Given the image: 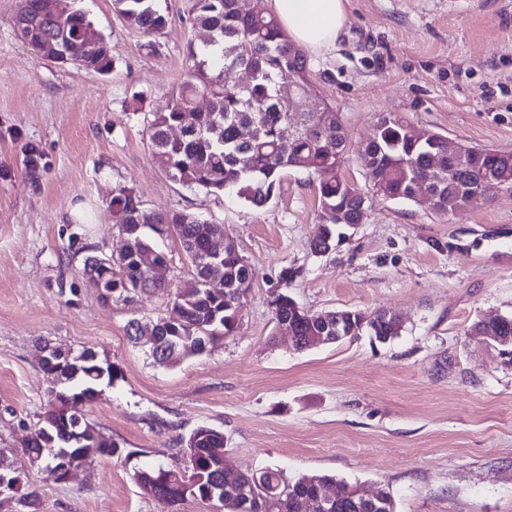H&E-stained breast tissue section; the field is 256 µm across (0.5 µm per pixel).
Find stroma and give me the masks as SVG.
I'll list each match as a JSON object with an SVG mask.
<instances>
[{
  "mask_svg": "<svg viewBox=\"0 0 512 512\" xmlns=\"http://www.w3.org/2000/svg\"><path fill=\"white\" fill-rule=\"evenodd\" d=\"M67 3L104 34L109 73L36 58L14 29L19 0H0V448L19 447L45 410L48 342L91 348L116 368L84 417L125 454L66 483L32 470L37 512H220L192 497L162 505L134 479L182 458L201 426L223 432L244 472L274 469L286 483L330 475L389 492L395 512H512V362L475 333L484 318L512 315V190L449 215L373 197L350 239L315 255L307 172L285 171L255 209L182 186L152 157L147 123L194 35L182 0H167L155 50L112 0ZM346 11L335 50L307 63L349 133L347 180L368 190L358 147L390 112L512 152V0H346ZM119 186L147 210L208 220L252 269L237 332L210 351L155 363L126 325L163 314L167 296L106 305L82 279L81 249L122 246L107 210ZM284 273L299 306L393 311L399 336L295 349L269 305Z\"/></svg>",
  "mask_w": 512,
  "mask_h": 512,
  "instance_id": "obj_1",
  "label": "stroma"
}]
</instances>
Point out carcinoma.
<instances>
[{
    "instance_id": "obj_1",
    "label": "carcinoma",
    "mask_w": 512,
    "mask_h": 512,
    "mask_svg": "<svg viewBox=\"0 0 512 512\" xmlns=\"http://www.w3.org/2000/svg\"><path fill=\"white\" fill-rule=\"evenodd\" d=\"M121 22L154 40L164 34L169 13L158 0H113ZM184 13L191 27L205 33V39H189L185 46V72L180 83L167 93L161 112L152 113L148 122L152 156L172 179L207 195L234 194L260 209L271 200L281 175L288 169L314 176L319 199L320 223L330 238L311 244L320 251L338 245L348 225L364 221L367 203L361 190L341 175L347 159L349 136L339 113L319 97L310 81L303 51L282 30L277 19L256 0L250 12H243L237 0H184ZM14 26L21 40L38 53L39 45L57 47L58 64L75 65L89 73L105 74L114 64L103 34L79 10L59 14L45 12L44 0H20ZM250 73L243 87L230 85L226 70ZM302 86L313 100L307 112L288 111V102L279 95L283 81ZM209 102L203 111L198 99ZM413 124L399 113L381 116L370 135L360 143L365 165L373 168L376 182L371 189L377 196L414 202L419 185L425 183L435 194L433 206L440 213L450 206H473L480 200L470 188L480 186L483 200L501 190L512 189V153L488 146L464 144L466 162L448 171V136L437 132V148L417 143L411 136ZM112 223L131 240L125 262L116 272L104 273L108 260L91 254L83 259L82 276L99 297L115 288L135 289L144 280L147 267L166 254L158 247L160 236L138 228L143 224H167L195 270L197 287L175 288L153 282L147 293L169 296L164 315L150 320L156 335L165 340L167 364L180 360L178 337L204 327L221 336L233 335L239 326L236 309L241 304L238 287L252 281V271L238 258L235 244L211 237L210 223L187 210L148 211L129 188L119 186L108 204ZM282 291L273 295L270 305L274 317L289 318L295 335L329 336L336 334V320L325 321L331 311H296L288 295V270L281 275ZM367 330L380 342L400 334L401 328L388 313L367 315L348 312L341 330L356 336ZM478 329L491 336H512V316L481 320ZM48 382L47 404L34 430L35 438L22 449L0 448V479L22 476L0 500L14 501L22 507L35 505L36 494L28 472L10 458L21 455L31 466L53 464L61 470L83 465L78 449L67 443L66 423L81 421L78 433L83 441L98 445L101 457L112 458L117 442L84 420L78 403H87L97 394L104 380L117 377L109 361H101L92 351L80 361L74 359L59 373L42 366ZM204 436L194 444L193 460L170 466H149L142 470L139 486L158 502L172 504L190 495L207 501L224 475L229 460L216 449L224 447V433L198 427ZM334 482L328 475L302 477L291 483L293 491L284 493V484L275 470L259 475L239 474L237 484L224 491L228 512H245L238 491L250 494L257 489L265 499V512H297L296 499L306 503L305 512H323L317 504L320 488ZM191 484L192 490L183 487Z\"/></svg>"
}]
</instances>
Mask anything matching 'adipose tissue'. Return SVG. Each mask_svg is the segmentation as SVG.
Segmentation results:
<instances>
[{"label": "adipose tissue", "mask_w": 512, "mask_h": 512, "mask_svg": "<svg viewBox=\"0 0 512 512\" xmlns=\"http://www.w3.org/2000/svg\"><path fill=\"white\" fill-rule=\"evenodd\" d=\"M290 40L321 55L336 46L346 25L345 0H266Z\"/></svg>", "instance_id": "1"}]
</instances>
